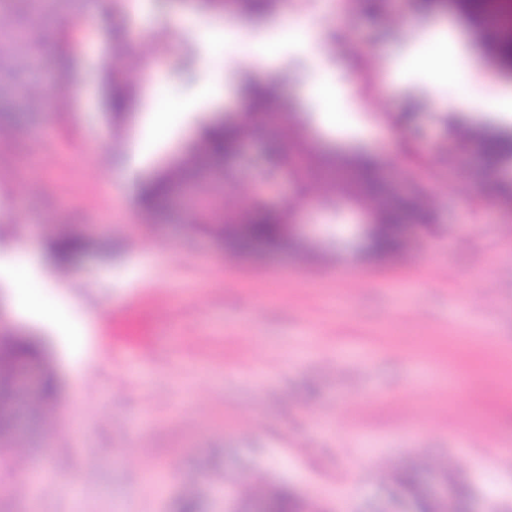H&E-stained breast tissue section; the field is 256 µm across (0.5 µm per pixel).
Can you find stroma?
Segmentation results:
<instances>
[{
  "label": "stroma",
  "mask_w": 512,
  "mask_h": 512,
  "mask_svg": "<svg viewBox=\"0 0 512 512\" xmlns=\"http://www.w3.org/2000/svg\"><path fill=\"white\" fill-rule=\"evenodd\" d=\"M284 14L252 15L204 0H144L130 32L124 0H57L44 15L0 0V325L46 344L61 389L41 419L24 417L0 446V512H224L223 487L248 493L287 484L317 512H405L399 475L423 486L462 484L473 512H512V204L485 194L512 181V164L486 167L478 134L493 112H454L445 101L512 90L488 36L458 0H281ZM194 15L184 26L177 18ZM307 22L308 44L280 38L282 15ZM232 21L240 38L216 46L208 25ZM70 35L69 81L56 80V40ZM460 46L462 71L487 74L435 84L415 61L439 37ZM279 41L264 66L245 45ZM126 57L141 75L119 73ZM405 80L381 88L380 75ZM271 90L269 109L294 105L282 153L375 158L406 192L433 201L429 225L412 227L400 253L375 258L342 244L365 213L314 196L318 174H283L271 205L297 201L300 247L243 252L188 232L175 205L137 211L119 163L137 123L158 101L178 108V128L149 154L166 170L215 119L249 110L240 84ZM341 85L366 108L364 134H328L309 86ZM123 91L132 111L107 107ZM71 91L76 109L41 101ZM423 154L418 179L409 153ZM239 154L200 172L202 214L226 217L247 190L217 188ZM82 227L88 242L71 268L50 260L51 229ZM28 246L45 280L55 328L18 316L2 271ZM93 323L94 369L73 377L69 339ZM495 467H481L484 459Z\"/></svg>",
  "instance_id": "35a3bbf8"
}]
</instances>
